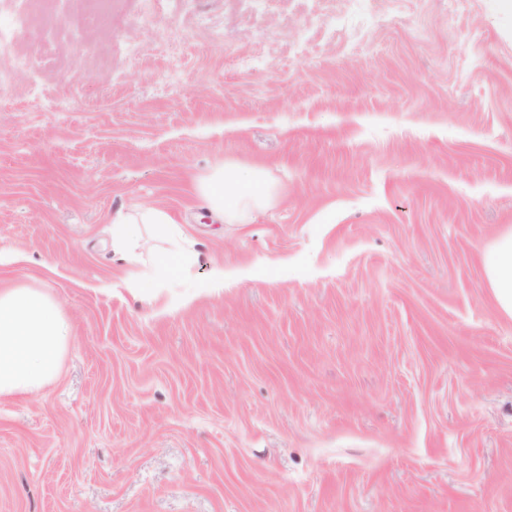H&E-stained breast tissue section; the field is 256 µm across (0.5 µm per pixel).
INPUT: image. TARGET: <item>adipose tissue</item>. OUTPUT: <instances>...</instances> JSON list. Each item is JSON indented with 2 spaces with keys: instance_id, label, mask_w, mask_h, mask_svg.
<instances>
[{
  "instance_id": "1",
  "label": "adipose tissue",
  "mask_w": 512,
  "mask_h": 512,
  "mask_svg": "<svg viewBox=\"0 0 512 512\" xmlns=\"http://www.w3.org/2000/svg\"><path fill=\"white\" fill-rule=\"evenodd\" d=\"M198 191L222 222L260 207L268 186L260 174L241 177L236 167L221 165L203 178ZM156 225L169 254L189 261L190 241L166 210L150 207L112 217V249L120 261L138 263L141 225ZM486 286L498 313L512 319V227L499 233L482 255ZM70 335L58 306L35 288L17 283L0 289V398L39 392L59 370Z\"/></svg>"
}]
</instances>
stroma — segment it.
<instances>
[{"instance_id":"obj_1","label":"stroma","mask_w":512,"mask_h":512,"mask_svg":"<svg viewBox=\"0 0 512 512\" xmlns=\"http://www.w3.org/2000/svg\"><path fill=\"white\" fill-rule=\"evenodd\" d=\"M221 164L271 188L236 224ZM148 206L193 242L153 302ZM510 225L512 0H0V287L72 334L0 399V512H512ZM198 191L217 218L230 223L244 211L260 207L269 190L260 171L246 179L236 167L223 164L200 181ZM112 250L119 261L139 263L142 253L137 252L143 238L138 224H156L159 232L168 243V253L181 262H188L191 257L190 241L181 224L166 210L146 208L139 213L117 212L112 216ZM482 261L497 312L512 319V227L495 237L484 250Z\"/></svg>"}]
</instances>
